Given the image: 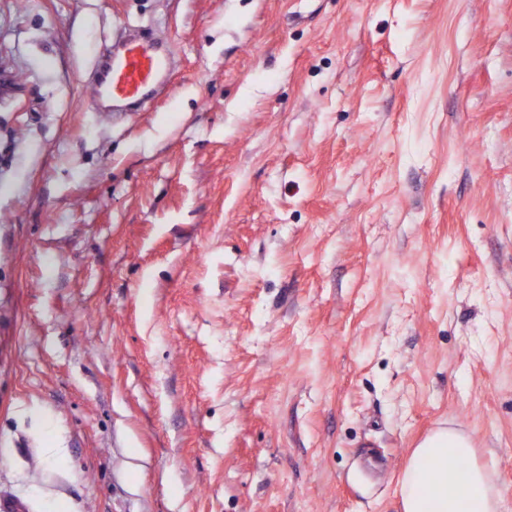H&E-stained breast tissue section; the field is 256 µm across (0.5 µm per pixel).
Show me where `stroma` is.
I'll return each mask as SVG.
<instances>
[{
	"label": "stroma",
	"instance_id": "stroma-1",
	"mask_svg": "<svg viewBox=\"0 0 512 512\" xmlns=\"http://www.w3.org/2000/svg\"><path fill=\"white\" fill-rule=\"evenodd\" d=\"M448 425L512 512V0H0V502L402 512ZM159 44L151 34L127 37L98 58L92 87L101 109L152 100L168 72V59Z\"/></svg>",
	"mask_w": 512,
	"mask_h": 512
}]
</instances>
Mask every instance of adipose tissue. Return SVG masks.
<instances>
[{
	"instance_id": "obj_1",
	"label": "adipose tissue",
	"mask_w": 512,
	"mask_h": 512,
	"mask_svg": "<svg viewBox=\"0 0 512 512\" xmlns=\"http://www.w3.org/2000/svg\"><path fill=\"white\" fill-rule=\"evenodd\" d=\"M471 440L453 429L426 436L414 448L400 485L403 512H497L498 498L489 474L469 466L465 476L449 472V457L470 458ZM431 462L422 472L423 462Z\"/></svg>"
}]
</instances>
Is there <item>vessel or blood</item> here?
I'll return each instance as SVG.
<instances>
[{"label": "vessel or blood", "mask_w": 512, "mask_h": 512, "mask_svg": "<svg viewBox=\"0 0 512 512\" xmlns=\"http://www.w3.org/2000/svg\"><path fill=\"white\" fill-rule=\"evenodd\" d=\"M168 72V59L152 35L125 38L95 63L92 87L100 105L143 104L154 97Z\"/></svg>", "instance_id": "b4317fda"}]
</instances>
